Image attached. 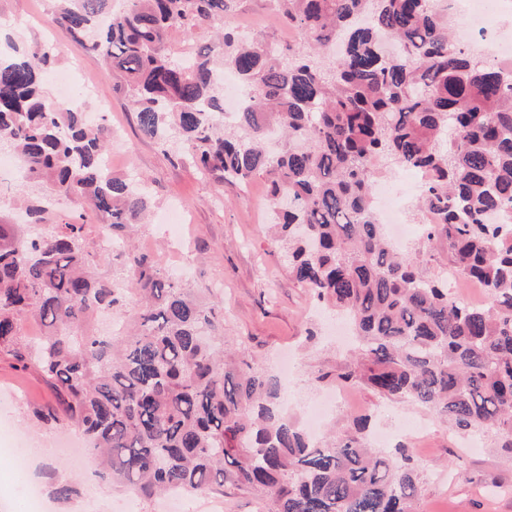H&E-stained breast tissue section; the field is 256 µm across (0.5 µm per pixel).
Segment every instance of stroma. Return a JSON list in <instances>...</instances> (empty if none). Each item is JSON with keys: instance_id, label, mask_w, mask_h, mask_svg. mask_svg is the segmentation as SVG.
<instances>
[{"instance_id": "obj_1", "label": "stroma", "mask_w": 512, "mask_h": 512, "mask_svg": "<svg viewBox=\"0 0 512 512\" xmlns=\"http://www.w3.org/2000/svg\"><path fill=\"white\" fill-rule=\"evenodd\" d=\"M57 6V0H0V23L23 46L52 45L54 71L73 74V98L111 125L113 175L144 185L151 197L152 221L139 226L136 247L166 270L187 263L178 283L200 302L220 303L228 343L245 340L250 362L273 374L279 361L294 363L298 386L288 396V410L302 417L307 401L331 389L317 382L318 373L348 363L352 348L337 343L332 313L316 305L271 244L264 180L239 185L201 174L189 159H177V143L162 146L144 137L103 58L53 23ZM224 26L286 45L293 41V29L280 24L271 0H240ZM47 188L44 181L23 184L13 171L1 170L0 221L26 222L25 201L48 197ZM49 199L47 231L67 221L83 224L87 270L111 277L112 260L97 248L101 214L65 197ZM364 418L374 429L387 425L386 450L401 445L412 455L420 476L414 512H512V456L492 436L480 435L479 447L464 450L447 424L427 411L354 386L326 426L340 434ZM74 431L43 376L0 351V512H29L32 487L41 493L44 512H203L192 494H182L174 510L166 498L136 497L96 478V465L78 464L63 446ZM52 471L74 482L70 501L55 498Z\"/></svg>"}]
</instances>
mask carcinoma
<instances>
[{"mask_svg":"<svg viewBox=\"0 0 512 512\" xmlns=\"http://www.w3.org/2000/svg\"><path fill=\"white\" fill-rule=\"evenodd\" d=\"M57 2L53 22L104 56L144 136H177L204 174L267 180L271 242L360 342L336 379L512 450V82L453 43L438 0H272L303 36L286 52L224 30L237 0H125L117 13L112 0ZM216 21L217 41L168 52L172 32ZM388 39L399 54L383 51ZM9 48L0 144L23 156L29 179L102 214L132 284L85 270L82 224L31 239L28 225L0 223V349L52 385L102 476L142 497L251 493L266 512H413L419 474L402 446L374 452L359 428L311 441L280 381L245 350L228 352L218 305L130 245L149 194L102 169L107 128L45 95L52 47ZM226 70L243 95L229 130ZM381 159L429 172L424 243L485 286V307L453 301L448 282L389 245L372 209ZM133 296L122 331L75 332ZM26 316L41 341L22 338Z\"/></svg>","mask_w":512,"mask_h":512,"instance_id":"carcinoma-1","label":"carcinoma"}]
</instances>
